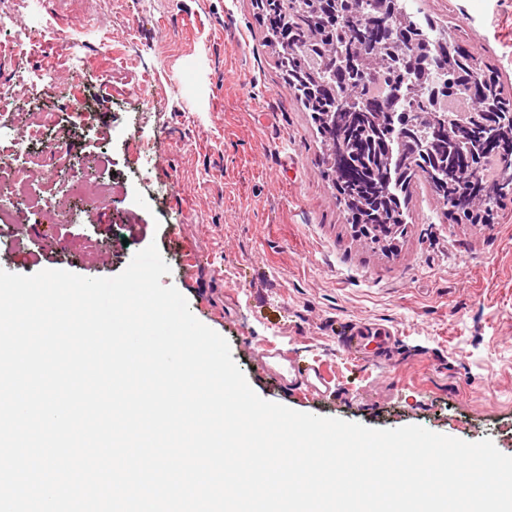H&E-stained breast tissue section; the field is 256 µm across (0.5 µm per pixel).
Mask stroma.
I'll use <instances>...</instances> for the list:
<instances>
[{"label":"stroma","mask_w":512,"mask_h":512,"mask_svg":"<svg viewBox=\"0 0 512 512\" xmlns=\"http://www.w3.org/2000/svg\"><path fill=\"white\" fill-rule=\"evenodd\" d=\"M31 40L0 24V81L17 88L7 130L59 115L61 168L35 174L69 213L0 197V269L121 273L156 244L192 314L223 336L251 388L290 409L372 428L420 425L512 456V202L455 224L423 176L395 251L356 239L317 126L280 66L256 0H12ZM512 96V0H408ZM60 34L44 41L43 26ZM88 41L84 74L62 39ZM54 83L40 79L45 68ZM112 187L87 203L83 180ZM385 328V350L343 345ZM274 347L321 368L327 394L285 391Z\"/></svg>","instance_id":"1"}]
</instances>
